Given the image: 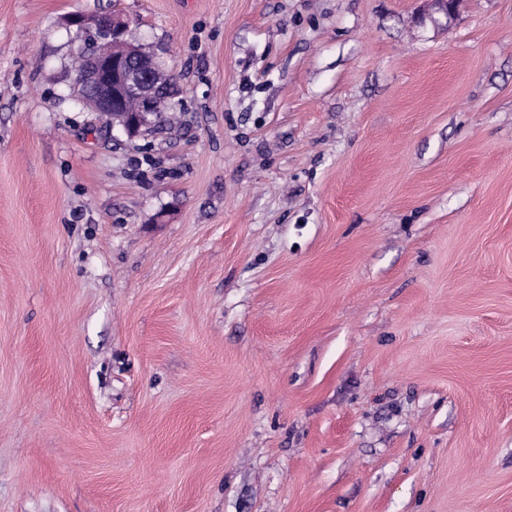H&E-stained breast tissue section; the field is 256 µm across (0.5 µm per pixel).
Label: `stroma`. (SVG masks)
I'll return each mask as SVG.
<instances>
[{
	"instance_id": "1",
	"label": "stroma",
	"mask_w": 512,
	"mask_h": 512,
	"mask_svg": "<svg viewBox=\"0 0 512 512\" xmlns=\"http://www.w3.org/2000/svg\"><path fill=\"white\" fill-rule=\"evenodd\" d=\"M0 512H512V0H0ZM67 26L74 30L72 42L76 52L84 57V68L72 80L73 99L89 104L102 115L125 112L130 99L138 102L135 112H126L120 129L130 137L149 128L146 116L153 112L154 84L151 71L160 66L157 57L142 47L129 43L125 35L129 22L119 11L91 19L80 12L68 16ZM170 79L157 84L156 108L158 117L168 104ZM128 113V114H127Z\"/></svg>"
}]
</instances>
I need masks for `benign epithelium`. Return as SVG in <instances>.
<instances>
[{
	"label": "benign epithelium",
	"mask_w": 512,
	"mask_h": 512,
	"mask_svg": "<svg viewBox=\"0 0 512 512\" xmlns=\"http://www.w3.org/2000/svg\"><path fill=\"white\" fill-rule=\"evenodd\" d=\"M67 26L74 30L72 42L85 62L72 80L73 99L102 115L123 112L127 101L135 99L138 108L126 114L121 131L130 137L147 131L146 116L153 112L151 71L159 67L157 57L126 40L129 22L119 11L96 19L75 12L68 16Z\"/></svg>",
	"instance_id": "obj_1"
}]
</instances>
